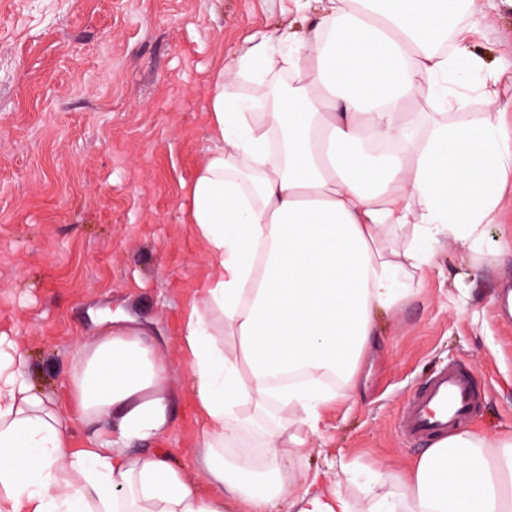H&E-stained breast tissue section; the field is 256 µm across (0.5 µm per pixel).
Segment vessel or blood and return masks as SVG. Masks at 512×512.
<instances>
[{
  "mask_svg": "<svg viewBox=\"0 0 512 512\" xmlns=\"http://www.w3.org/2000/svg\"><path fill=\"white\" fill-rule=\"evenodd\" d=\"M477 390L471 372L447 365L431 374L402 411L403 435L421 442L463 426L476 408Z\"/></svg>",
  "mask_w": 512,
  "mask_h": 512,
  "instance_id": "b4317fda",
  "label": "vessel or blood"
}]
</instances>
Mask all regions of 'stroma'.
<instances>
[{"label": "stroma", "mask_w": 512, "mask_h": 512, "mask_svg": "<svg viewBox=\"0 0 512 512\" xmlns=\"http://www.w3.org/2000/svg\"><path fill=\"white\" fill-rule=\"evenodd\" d=\"M487 68L512 67V0H475ZM284 0H0V330L16 332L29 379L67 400L82 346L135 332L165 362L168 420L134 452L166 453L206 487L196 380L182 321L210 272L184 224L186 188L209 142L214 68L258 30L291 22ZM512 184L481 242L442 238L390 312L355 396L303 441V468L342 484L356 512L395 491L425 443L406 440V401L431 373L467 365L481 393L470 423L512 435Z\"/></svg>", "instance_id": "35a3bbf8"}]
</instances>
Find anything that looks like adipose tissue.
<instances>
[{
    "mask_svg": "<svg viewBox=\"0 0 512 512\" xmlns=\"http://www.w3.org/2000/svg\"><path fill=\"white\" fill-rule=\"evenodd\" d=\"M289 2L303 29L254 33L213 72L211 145L188 191L186 221L215 270L182 331L209 492L164 455L126 451L167 422L170 371L146 339L83 346L61 404L1 332L0 512H273L284 499L292 512H353L342 485L319 490V472L294 468L302 442L283 423L317 428L354 391L373 313L398 305V276L422 268L428 243L481 239L512 176V127L444 119L415 134L418 95L465 110L455 77L484 66L470 27L452 23L465 0ZM282 71L287 94L239 99L243 79ZM326 370L340 392L322 387ZM253 432L262 463L225 459ZM369 512H512V437L436 441Z\"/></svg>",
    "mask_w": 512,
    "mask_h": 512,
    "instance_id": "ef3b65f1",
    "label": "adipose tissue"
}]
</instances>
